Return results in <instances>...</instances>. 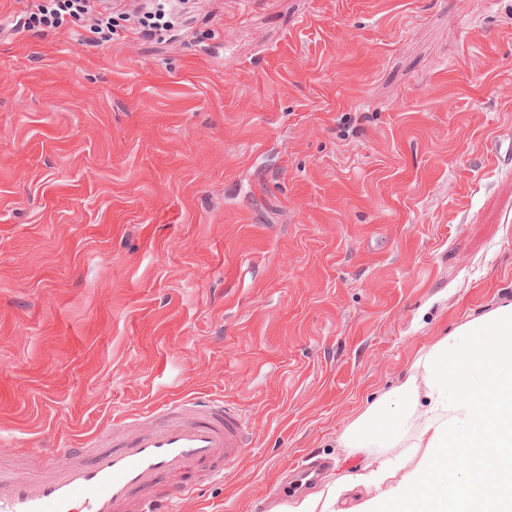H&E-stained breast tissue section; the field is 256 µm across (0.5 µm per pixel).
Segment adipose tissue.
Segmentation results:
<instances>
[{
    "label": "adipose tissue",
    "mask_w": 512,
    "mask_h": 512,
    "mask_svg": "<svg viewBox=\"0 0 512 512\" xmlns=\"http://www.w3.org/2000/svg\"><path fill=\"white\" fill-rule=\"evenodd\" d=\"M338 443L351 455L387 457L288 512H341L360 484L374 494L351 512H512V301L423 346L405 380L367 405Z\"/></svg>",
    "instance_id": "ef3b65f1"
}]
</instances>
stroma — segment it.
<instances>
[{"label": "stroma", "instance_id": "35a3bbf8", "mask_svg": "<svg viewBox=\"0 0 512 512\" xmlns=\"http://www.w3.org/2000/svg\"><path fill=\"white\" fill-rule=\"evenodd\" d=\"M0 0V440L187 394L253 447L180 512H251L430 338L512 300V0H199L85 41ZM135 9V26L129 33L142 37L160 36L183 22L189 0H143Z\"/></svg>", "mask_w": 512, "mask_h": 512}]
</instances>
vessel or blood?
Masks as SVG:
<instances>
[{
  "label": "vessel or blood",
  "instance_id": "obj_1",
  "mask_svg": "<svg viewBox=\"0 0 512 512\" xmlns=\"http://www.w3.org/2000/svg\"><path fill=\"white\" fill-rule=\"evenodd\" d=\"M254 428L213 396L112 419V439L50 449L34 469L16 467L19 449L0 448V512H176L178 500L221 481L251 449ZM323 461L296 467L292 493L315 485Z\"/></svg>",
  "mask_w": 512,
  "mask_h": 512
}]
</instances>
